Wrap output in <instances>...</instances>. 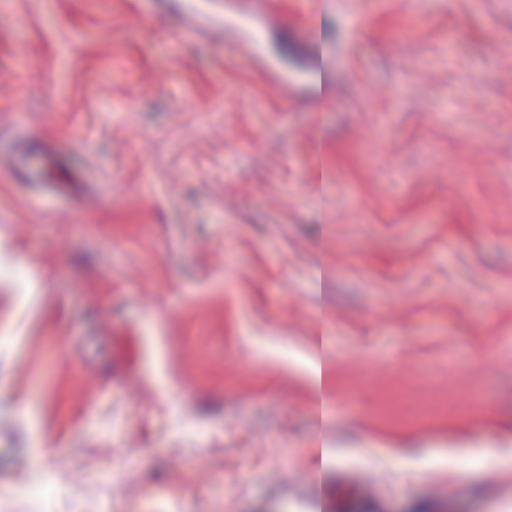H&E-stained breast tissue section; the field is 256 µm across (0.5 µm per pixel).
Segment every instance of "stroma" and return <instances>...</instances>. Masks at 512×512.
I'll list each match as a JSON object with an SVG mask.
<instances>
[{"mask_svg":"<svg viewBox=\"0 0 512 512\" xmlns=\"http://www.w3.org/2000/svg\"><path fill=\"white\" fill-rule=\"evenodd\" d=\"M249 3L0 0V512H512V0ZM304 40L308 43L310 48V62L314 65L316 70V83L313 86L310 72L307 74V86L311 94L322 100L324 92V70H325V57L321 46L316 44L313 30L306 29L302 34ZM11 167L17 174L25 177L27 185L44 192L57 193L58 184L44 168L41 154L30 149H21L13 156Z\"/></svg>","mask_w":512,"mask_h":512,"instance_id":"obj_1","label":"stroma"}]
</instances>
